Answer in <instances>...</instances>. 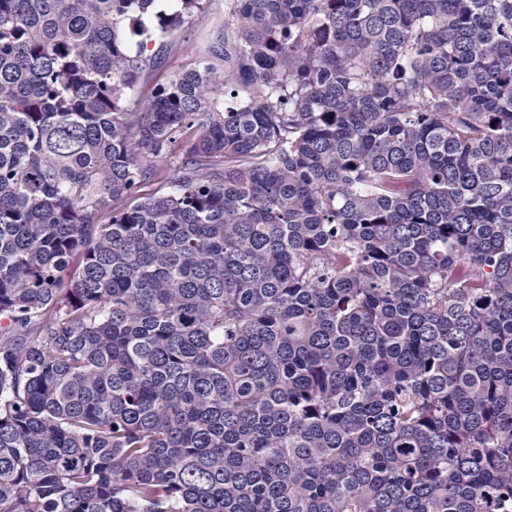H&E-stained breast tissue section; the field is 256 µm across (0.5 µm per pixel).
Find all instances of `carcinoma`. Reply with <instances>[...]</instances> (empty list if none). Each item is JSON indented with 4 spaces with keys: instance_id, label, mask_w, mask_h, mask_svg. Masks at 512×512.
I'll return each instance as SVG.
<instances>
[{
    "instance_id": "obj_1",
    "label": "carcinoma",
    "mask_w": 512,
    "mask_h": 512,
    "mask_svg": "<svg viewBox=\"0 0 512 512\" xmlns=\"http://www.w3.org/2000/svg\"><path fill=\"white\" fill-rule=\"evenodd\" d=\"M232 2L0 0V512H512V0ZM206 16L203 21H195L193 17L185 20L182 30L179 32L180 46L171 53L160 51L162 42H146L145 56L160 54L162 63L148 70L141 78L138 85V95L147 98L152 92L165 86L172 76L178 71L193 67L199 60L205 57L212 35L217 28L223 27L227 20L231 0H203ZM190 49H192L190 51Z\"/></svg>"
}]
</instances>
